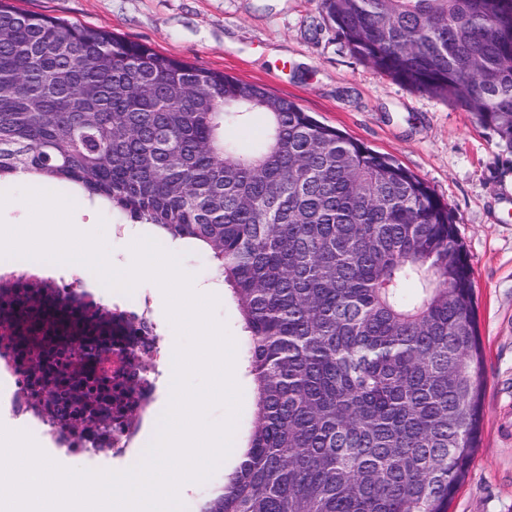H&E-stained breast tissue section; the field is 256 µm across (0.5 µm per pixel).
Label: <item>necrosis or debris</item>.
Wrapping results in <instances>:
<instances>
[{"label": "necrosis or debris", "mask_w": 512, "mask_h": 512, "mask_svg": "<svg viewBox=\"0 0 512 512\" xmlns=\"http://www.w3.org/2000/svg\"><path fill=\"white\" fill-rule=\"evenodd\" d=\"M100 306L79 276L44 275L25 262L0 264V402L71 459L134 462L162 408L155 365L168 353L149 299L112 302L104 323L97 318ZM147 355L155 362L149 369L140 364ZM71 369L102 388L112 405L107 426L89 423L72 433L57 424L67 390L49 374Z\"/></svg>", "instance_id": "1"}]
</instances>
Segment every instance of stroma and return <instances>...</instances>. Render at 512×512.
I'll return each mask as SVG.
<instances>
[{"instance_id":"stroma-1","label":"stroma","mask_w":512,"mask_h":512,"mask_svg":"<svg viewBox=\"0 0 512 512\" xmlns=\"http://www.w3.org/2000/svg\"><path fill=\"white\" fill-rule=\"evenodd\" d=\"M17 7L112 32L203 69L258 84L391 156L446 202L471 263L485 366L481 439L450 512H512V148L457 104L411 89L355 56L320 0H17ZM109 262L131 265L100 205ZM231 450L187 499L205 512L244 446L252 384L239 374Z\"/></svg>"}]
</instances>
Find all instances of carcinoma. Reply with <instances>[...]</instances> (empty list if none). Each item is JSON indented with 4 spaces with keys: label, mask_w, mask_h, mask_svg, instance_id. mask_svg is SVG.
I'll list each match as a JSON object with an SVG mask.
<instances>
[{
    "label": "carcinoma",
    "mask_w": 512,
    "mask_h": 512,
    "mask_svg": "<svg viewBox=\"0 0 512 512\" xmlns=\"http://www.w3.org/2000/svg\"><path fill=\"white\" fill-rule=\"evenodd\" d=\"M350 51L512 147V0H322ZM261 87L0 0V178L202 247L244 331L246 445L204 512H448L479 442L475 285L446 203ZM261 113L263 136L229 131Z\"/></svg>",
    "instance_id": "1"
}]
</instances>
